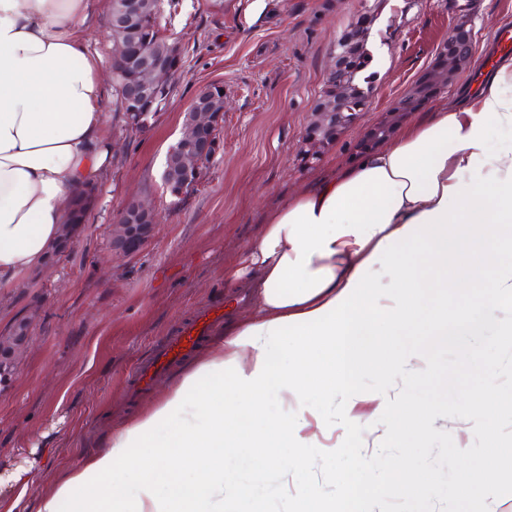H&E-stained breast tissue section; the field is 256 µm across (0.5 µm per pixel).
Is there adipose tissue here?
<instances>
[{"label":"adipose tissue","instance_id":"obj_1","mask_svg":"<svg viewBox=\"0 0 512 512\" xmlns=\"http://www.w3.org/2000/svg\"><path fill=\"white\" fill-rule=\"evenodd\" d=\"M88 0H0V288L42 268L76 193L112 162V100L82 32ZM427 110L382 149L314 181L267 215L228 284L254 308L154 406L102 436L76 469L30 497L47 448L0 464V512H270L257 481L312 473L307 396L341 398L346 432L391 433L431 353L460 336L512 334V57ZM503 132L491 142V130ZM373 375L377 385L359 388ZM289 412L264 419L269 397ZM371 406L369 414L358 411ZM294 486L292 512H362L344 482L330 507Z\"/></svg>","mask_w":512,"mask_h":512}]
</instances>
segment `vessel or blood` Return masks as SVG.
<instances>
[{
	"mask_svg": "<svg viewBox=\"0 0 512 512\" xmlns=\"http://www.w3.org/2000/svg\"><path fill=\"white\" fill-rule=\"evenodd\" d=\"M223 321L224 305L217 302L181 325L149 360L136 367L127 384L128 391L135 395L151 389L159 378L193 355Z\"/></svg>",
	"mask_w": 512,
	"mask_h": 512,
	"instance_id": "obj_1",
	"label": "vessel or blood"
}]
</instances>
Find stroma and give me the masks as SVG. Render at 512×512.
Returning a JSON list of instances; mask_svg holds the SVG:
<instances>
[{
    "label": "stroma",
    "mask_w": 512,
    "mask_h": 512,
    "mask_svg": "<svg viewBox=\"0 0 512 512\" xmlns=\"http://www.w3.org/2000/svg\"><path fill=\"white\" fill-rule=\"evenodd\" d=\"M109 0H90L83 25L104 70L112 68ZM361 9L360 0H180L173 31L186 50L173 98L147 131L126 135L108 120L112 165L74 250L0 288V330L34 310L31 341L11 387L0 390V460L43 443L52 451L32 494L125 418L160 399L159 385L139 404L125 403L126 381L153 346L210 302L225 318L248 311L242 291L224 283L260 231L269 209L325 173L358 161L359 142L392 112L431 68L436 48L468 14L477 48L440 92L476 79L478 48L512 30V0H385L370 41L377 78L356 122L318 159L302 138L334 62V47ZM224 85L222 148L197 191L179 206L163 195L161 172L196 91ZM149 196L159 220L134 257L112 253V215L131 196Z\"/></svg>",
    "instance_id": "stroma-1"
}]
</instances>
